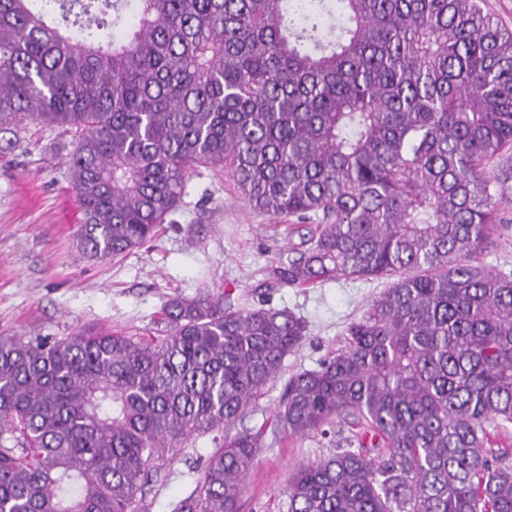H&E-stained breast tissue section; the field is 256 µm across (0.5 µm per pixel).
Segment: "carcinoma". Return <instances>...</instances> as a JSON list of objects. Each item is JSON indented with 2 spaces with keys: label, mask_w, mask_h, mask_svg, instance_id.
Segmentation results:
<instances>
[{
  "label": "carcinoma",
  "mask_w": 512,
  "mask_h": 512,
  "mask_svg": "<svg viewBox=\"0 0 512 512\" xmlns=\"http://www.w3.org/2000/svg\"><path fill=\"white\" fill-rule=\"evenodd\" d=\"M72 136L91 260L153 240L193 167L318 224L279 284L395 277L288 381L289 512H512V269L481 255L512 167V30L483 0H0V141ZM161 338L0 336V512H143L184 440L241 419L306 335L286 308L168 299ZM261 432L219 437L176 512H238Z\"/></svg>",
  "instance_id": "cac0c4a2"
}]
</instances>
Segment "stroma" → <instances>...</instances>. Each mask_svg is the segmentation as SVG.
Here are the masks:
<instances>
[{"instance_id": "1", "label": "stroma", "mask_w": 512, "mask_h": 512, "mask_svg": "<svg viewBox=\"0 0 512 512\" xmlns=\"http://www.w3.org/2000/svg\"><path fill=\"white\" fill-rule=\"evenodd\" d=\"M71 149L68 134L32 122L18 147L0 156V336L64 337L81 328L159 336L168 298L220 292L238 307L266 303L302 316L308 331L299 347L244 419L226 429L230 435L264 431L238 512H288L294 467L333 452L320 437L291 438L276 427L288 379L317 369L341 346L347 325L367 312L388 280L335 277L307 288L276 283L270 266L294 257L301 236L250 208L230 171L205 167L191 171L181 210L156 240L114 259L87 260L76 247L81 214L67 176ZM213 450L207 435L175 449L144 496V512H173L195 486L194 461Z\"/></svg>"}]
</instances>
